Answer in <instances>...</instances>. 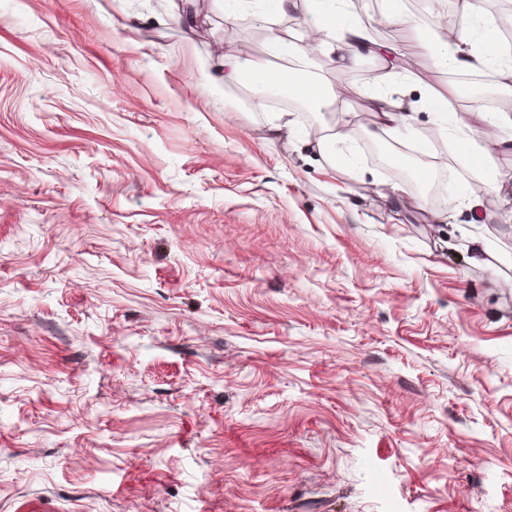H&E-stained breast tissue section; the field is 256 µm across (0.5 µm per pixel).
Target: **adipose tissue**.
I'll use <instances>...</instances> for the list:
<instances>
[{
  "label": "adipose tissue",
  "mask_w": 512,
  "mask_h": 512,
  "mask_svg": "<svg viewBox=\"0 0 512 512\" xmlns=\"http://www.w3.org/2000/svg\"><path fill=\"white\" fill-rule=\"evenodd\" d=\"M461 20L457 43L443 44L438 49L440 65L453 71H469L477 66L493 69L496 86L505 97H512V56H505L496 34L494 21L484 16L480 0H461L459 4ZM320 43H334L336 58L341 65H349L356 47L369 43L372 37L364 25L355 17L354 0H328L320 21L316 26ZM479 46L478 53L466 52L468 44ZM512 150V138L482 144L469 134H462L456 140L459 160L478 172L477 182L470 193L476 206H484L486 197L500 196L503 187L488 164L492 152Z\"/></svg>",
  "instance_id": "obj_1"
}]
</instances>
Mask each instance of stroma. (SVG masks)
Here are the masks:
<instances>
[{"label": "stroma", "instance_id": "obj_1", "mask_svg": "<svg viewBox=\"0 0 512 512\" xmlns=\"http://www.w3.org/2000/svg\"><path fill=\"white\" fill-rule=\"evenodd\" d=\"M398 2L359 9L420 77L392 140L372 46L313 56L321 108L224 80L287 73L309 0H0V512H512V151L474 207L428 93L512 128ZM369 101L372 111L381 115L385 133L393 132L406 124L408 116L400 112V102L392 99L388 93L377 91L369 96Z\"/></svg>", "mask_w": 512, "mask_h": 512}]
</instances>
